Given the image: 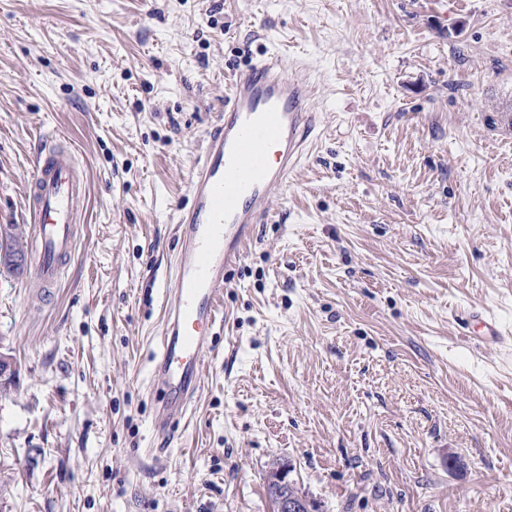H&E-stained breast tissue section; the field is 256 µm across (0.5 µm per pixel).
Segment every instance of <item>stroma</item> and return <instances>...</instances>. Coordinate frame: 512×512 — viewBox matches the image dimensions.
<instances>
[{
  "instance_id": "1",
  "label": "stroma",
  "mask_w": 512,
  "mask_h": 512,
  "mask_svg": "<svg viewBox=\"0 0 512 512\" xmlns=\"http://www.w3.org/2000/svg\"><path fill=\"white\" fill-rule=\"evenodd\" d=\"M298 64L319 129L154 430L177 213L227 83ZM86 196L56 288L0 267V512H512V0H0V227L33 153ZM461 317V322L465 326V329L468 328L470 322L476 324L477 330L475 334L480 336L484 342L488 344H499L505 341L506 335L493 318L482 316L479 312H472L468 315H462ZM288 474V467H281L272 473L268 481L270 487L277 494L274 499L277 502L278 512H311L310 502L306 498L300 496L297 492L292 491L290 493L288 491L291 485ZM269 497L273 503L274 499L270 493Z\"/></svg>"
}]
</instances>
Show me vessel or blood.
Segmentation results:
<instances>
[{
	"mask_svg": "<svg viewBox=\"0 0 512 512\" xmlns=\"http://www.w3.org/2000/svg\"><path fill=\"white\" fill-rule=\"evenodd\" d=\"M318 125L309 89L282 56L270 54L237 69L224 110L207 132L189 187V203L178 218L181 250L176 286L168 295V321L157 369L165 397L157 416L166 430L201 387V369L213 336L224 326V298L218 286L236 267L270 215L275 190L305 157ZM277 146L276 161L267 149ZM85 186L72 154L41 145L33 161L29 200L37 235L34 276L54 287L62 264L74 249V224ZM462 324H475L489 344L506 336L490 317L473 312Z\"/></svg>",
	"mask_w": 512,
	"mask_h": 512,
	"instance_id": "b4317fda",
	"label": "vessel or blood"
}]
</instances>
